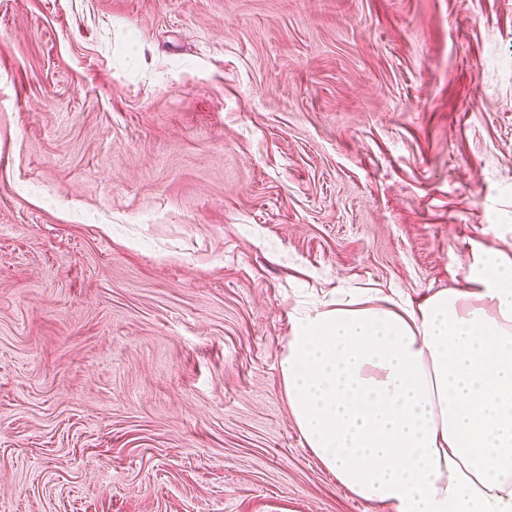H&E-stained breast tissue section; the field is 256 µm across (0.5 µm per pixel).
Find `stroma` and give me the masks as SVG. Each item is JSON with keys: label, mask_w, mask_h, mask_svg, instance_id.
I'll use <instances>...</instances> for the list:
<instances>
[{"label": "stroma", "mask_w": 512, "mask_h": 512, "mask_svg": "<svg viewBox=\"0 0 512 512\" xmlns=\"http://www.w3.org/2000/svg\"><path fill=\"white\" fill-rule=\"evenodd\" d=\"M512 256V0H0V512H371L301 301Z\"/></svg>", "instance_id": "obj_1"}]
</instances>
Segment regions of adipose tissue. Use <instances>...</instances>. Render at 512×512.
I'll return each mask as SVG.
<instances>
[{
	"mask_svg": "<svg viewBox=\"0 0 512 512\" xmlns=\"http://www.w3.org/2000/svg\"><path fill=\"white\" fill-rule=\"evenodd\" d=\"M290 316L291 414L341 485L391 512H512V258L415 303L354 289Z\"/></svg>",
	"mask_w": 512,
	"mask_h": 512,
	"instance_id": "obj_1",
	"label": "adipose tissue"
}]
</instances>
